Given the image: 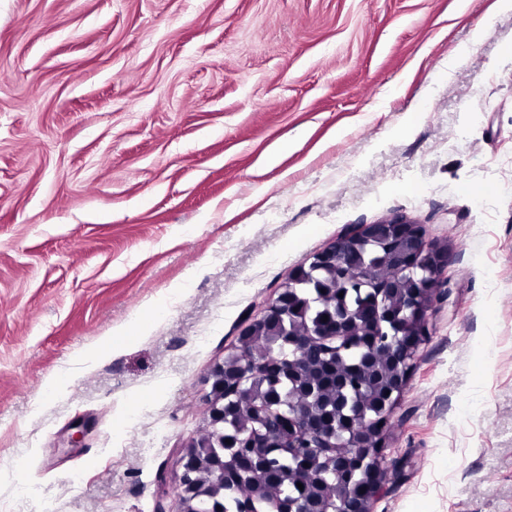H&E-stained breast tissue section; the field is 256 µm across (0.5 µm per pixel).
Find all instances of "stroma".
<instances>
[{
    "instance_id": "obj_1",
    "label": "stroma",
    "mask_w": 512,
    "mask_h": 512,
    "mask_svg": "<svg viewBox=\"0 0 512 512\" xmlns=\"http://www.w3.org/2000/svg\"><path fill=\"white\" fill-rule=\"evenodd\" d=\"M400 216L450 282L373 510L512 512V0H0V512H178L248 319Z\"/></svg>"
}]
</instances>
